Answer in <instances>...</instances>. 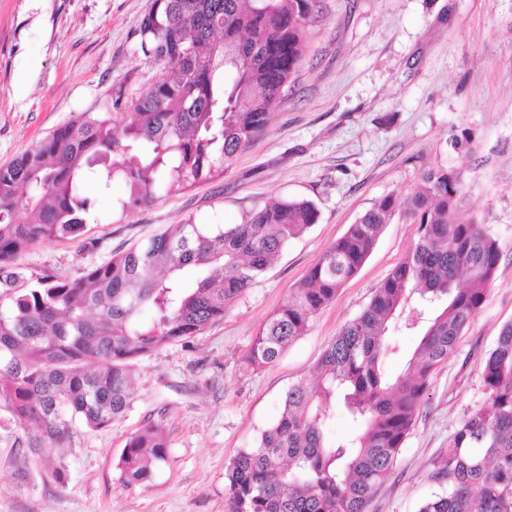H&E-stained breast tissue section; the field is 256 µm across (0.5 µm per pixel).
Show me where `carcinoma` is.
<instances>
[{
	"label": "carcinoma",
	"mask_w": 512,
	"mask_h": 512,
	"mask_svg": "<svg viewBox=\"0 0 512 512\" xmlns=\"http://www.w3.org/2000/svg\"><path fill=\"white\" fill-rule=\"evenodd\" d=\"M313 0H154L138 35L140 50L164 63L129 103L116 129L108 112H81L34 149L0 166V268L33 246L87 233L94 181L121 180L122 212L179 192L231 166L264 133L306 52ZM237 60L224 64V51ZM118 159L108 163L109 155ZM462 174L423 173L406 198L418 224L408 257L345 323L321 355L316 383L293 385L278 419L241 450L226 471L230 512H365L417 419L430 379L448 363L482 307L500 250L481 225L450 220ZM396 198L376 202L329 246L266 320L244 357L256 370L274 362L374 249ZM319 219L308 199L279 200L239 224L190 219L113 252L76 279L44 273L22 291L0 294V409L39 454L69 440L79 423L102 428L131 403L132 361L192 338L224 318L290 240ZM466 275L467 285L457 283ZM417 303L405 327L420 340L397 376L382 366L391 324ZM483 399L471 408L434 463L447 491L419 512H512V322L481 365ZM342 402L362 425L343 440L326 432ZM157 425L131 437L122 481L149 480L166 460Z\"/></svg>",
	"instance_id": "carcinoma-1"
}]
</instances>
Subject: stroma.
Segmentation results:
<instances>
[{"label": "stroma", "mask_w": 512, "mask_h": 512, "mask_svg": "<svg viewBox=\"0 0 512 512\" xmlns=\"http://www.w3.org/2000/svg\"><path fill=\"white\" fill-rule=\"evenodd\" d=\"M154 0H0V165L77 113L101 111L111 89L128 97L161 72L139 48ZM308 49L263 137L224 173L121 212V182L96 196L87 235L35 245L0 271V293L35 275L78 277L111 250L147 242L167 225L237 224L274 200L305 198L319 220L292 240L225 314L194 336L141 357L123 417L78 426L47 446L63 472L45 471L0 411V512H230L226 467L274 422L285 391L314 383L340 328L405 261L417 227L404 212L383 226L358 272L262 369L243 358L268 316L323 251L385 196L404 200L427 168L463 175L460 222L481 224L501 258L485 302L428 394L396 464L366 512H418L440 492L433 463L483 398L479 366L512 322V0H317ZM158 424L167 458L145 483L123 485L129 438Z\"/></svg>", "instance_id": "35a3bbf8"}]
</instances>
